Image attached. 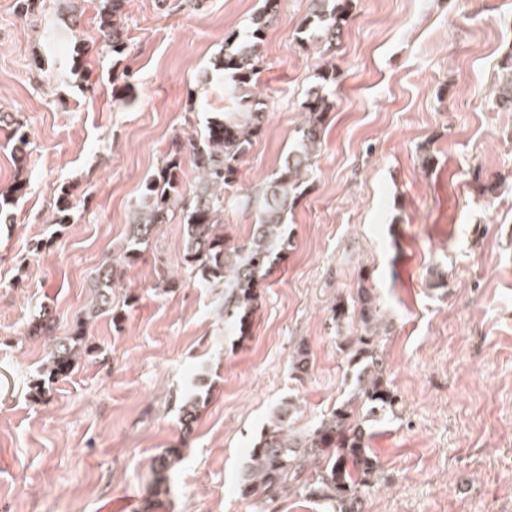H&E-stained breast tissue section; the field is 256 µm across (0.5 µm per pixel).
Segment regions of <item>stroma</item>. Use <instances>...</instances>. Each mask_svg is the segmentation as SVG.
Wrapping results in <instances>:
<instances>
[{
	"mask_svg": "<svg viewBox=\"0 0 512 512\" xmlns=\"http://www.w3.org/2000/svg\"><path fill=\"white\" fill-rule=\"evenodd\" d=\"M43 5L25 18L0 0V112L31 142L16 165L0 130V192L27 186L0 221V512H146L168 448L182 459L156 512H252L237 479L273 409L293 399L304 428L351 389L330 308L362 269L399 401L370 424L379 468L363 512H512V111L497 103L512 0H352L334 46L302 34L311 0H276L265 123L224 193L227 238L250 237L252 198L295 143L317 68L339 79L314 182L285 217L290 245L248 336L225 324L223 289L185 269L177 211L123 262L111 311L85 327L89 355L39 399L31 384L51 341L31 323L44 310L55 335L71 333L98 267L122 259L141 187L172 142L235 108L213 63L264 2L125 0L117 64L97 0ZM61 14L79 27L53 53L47 30ZM494 180L498 192H481ZM64 190L70 221L55 224ZM164 274L182 287L163 292ZM300 341L311 354L301 378ZM190 394L200 405L186 429Z\"/></svg>",
	"mask_w": 512,
	"mask_h": 512,
	"instance_id": "obj_1",
	"label": "stroma"
}]
</instances>
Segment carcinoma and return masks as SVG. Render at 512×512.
I'll return each mask as SVG.
<instances>
[{"label": "carcinoma", "mask_w": 512, "mask_h": 512, "mask_svg": "<svg viewBox=\"0 0 512 512\" xmlns=\"http://www.w3.org/2000/svg\"><path fill=\"white\" fill-rule=\"evenodd\" d=\"M251 17L250 35L217 60L216 69L229 73L225 94L234 99L237 109L226 112L208 124L199 139H190L191 163L198 174L192 196L182 193L181 144L165 155L156 176L145 182L139 209L129 226L130 246L124 260L141 253L156 228L169 221L177 204L182 205L185 225L183 261L197 274L201 285L224 288V317L239 333H244L247 318L257 309L258 287L280 252L288 247L285 216L312 183L313 160L322 144L327 114L332 108L323 89L338 80L336 68L321 67L316 85L302 104L304 121L297 130L295 146L274 171L256 196L259 223L242 244L224 238V189L236 181V162L249 149L264 124L266 106L256 93L262 72L260 48L263 34L274 14L275 0ZM309 26L318 29L325 40L340 38L348 15V0H312ZM123 0H99V27L112 57L125 54V31L118 21ZM501 69L506 76L498 83L501 108L512 110V53ZM0 125L8 130L14 154L24 161L28 133L5 112ZM118 266L97 269L98 297L94 312L104 313L112 304V285ZM336 328L355 327L349 336L340 337L339 349L355 369V384L348 396L312 427H294L297 409L293 401L280 403L270 414L259 437L249 449L248 460L240 472V495L254 512H270V507L287 495H303L324 501L336 512H362L364 487L375 478L379 464L368 448L370 431L367 417L376 412L396 413L397 396L384 379V363L379 350L383 314L369 278L359 273L352 303L340 298L330 310ZM89 353L84 323L79 322L68 336L53 343L34 393L42 394L45 379L69 375L78 358ZM291 365L300 376L309 370V348L300 341L294 347ZM197 397L186 399L180 407L184 428L197 418ZM181 449L167 448L154 467V498L167 492V473L180 461Z\"/></svg>", "instance_id": "1"}]
</instances>
